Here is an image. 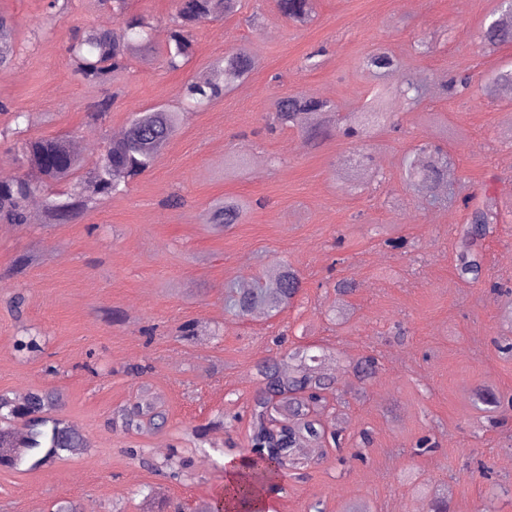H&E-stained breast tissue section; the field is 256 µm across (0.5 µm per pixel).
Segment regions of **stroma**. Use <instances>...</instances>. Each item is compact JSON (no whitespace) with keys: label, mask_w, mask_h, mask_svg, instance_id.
I'll use <instances>...</instances> for the list:
<instances>
[{"label":"stroma","mask_w":512,"mask_h":512,"mask_svg":"<svg viewBox=\"0 0 512 512\" xmlns=\"http://www.w3.org/2000/svg\"><path fill=\"white\" fill-rule=\"evenodd\" d=\"M499 0H320L318 16L296 27L275 0H242L192 32L195 54L167 68L174 0H128L153 23L158 52H134L104 84L79 81L69 47L108 24L101 0H0L16 22V52L0 70V172L12 161L15 128L65 136L99 161L132 114L157 106L183 113L177 135L152 168L122 194L96 201L72 224H0V394L54 391L59 414L85 435L81 453L34 468L0 466V512H196L224 490V462L248 448L247 405L257 366L297 344L327 348L336 380L322 418L341 447L309 455L300 477L283 479L274 512H414L448 484L450 512H512V408L488 413L472 393L487 386L512 397V96L488 93L512 63V44L490 49L482 32ZM247 48L255 69L196 109L184 91L225 51ZM393 52L426 88L416 105L392 96L391 118L365 139L341 134L311 142L293 130L268 133L275 98L313 96L340 113L364 111L379 83L359 67L371 50ZM471 89L443 95L448 76ZM112 98L105 122L89 124V103ZM439 145L452 191L437 205L413 190L404 162L423 142ZM372 168L356 187L344 176L359 155ZM241 163L226 175L230 159ZM183 202L165 205L169 194ZM495 201L483 282L455 273L463 196ZM233 197L241 223L212 232L211 205ZM403 238V248L388 246ZM288 264L304 288L278 314L239 317L224 308L227 283L252 282ZM352 280L349 321L335 325L336 280ZM26 299L15 311L16 295ZM195 336L179 334L183 325ZM39 334V349L17 342ZM375 355L362 380L354 366ZM143 373H136V366ZM150 395L162 428L131 432L120 409ZM432 449H419L422 437ZM181 478L162 467L170 449Z\"/></svg>","instance_id":"1"}]
</instances>
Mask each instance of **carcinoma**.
Returning <instances> with one entry per match:
<instances>
[{"mask_svg": "<svg viewBox=\"0 0 512 512\" xmlns=\"http://www.w3.org/2000/svg\"><path fill=\"white\" fill-rule=\"evenodd\" d=\"M112 9L117 26L92 28L74 42L70 51L76 59V73L88 83H106L127 69L130 50L138 48L145 55L153 52L151 24L142 15L126 11L127 0H104ZM318 0H276L278 12L295 25L306 26L316 17ZM240 0H177L171 20L165 58L169 67L179 69L195 54L192 31L202 21L217 15H232ZM14 22L0 14V67L8 66L14 56ZM484 42L494 48L512 42V9L501 6L498 17L484 31ZM372 73L388 75L399 71L395 55L384 48L369 52L361 61ZM254 68L249 53L235 49L224 55V64L215 67L208 80L191 85L188 97L197 103L222 95L225 88L243 79ZM496 90L512 93V67L499 69L492 77ZM396 94L414 105L422 98L415 75H402ZM389 90L374 92L370 106L357 116L356 126L346 129L350 136L368 135L373 127L387 118L383 107ZM112 99L91 103L86 112L91 123L106 120ZM342 116L330 102L313 97L293 95L280 97L273 103L267 123L268 131L295 130L311 140L328 136ZM183 113L165 107H154L133 113L125 134L110 139L100 163L89 166L71 147L66 137L39 136L22 140L13 161L24 174L0 179V224L23 226L38 219L44 224H69L89 209L91 198L106 199L120 194L135 178L149 170L162 150L176 134ZM409 168L421 170L422 188L434 193L448 181V170L437 163L424 165L412 160ZM62 185V192H50L40 214L30 208V200L40 187ZM494 203L488 199L470 206L467 222L459 234L455 270L457 277L469 283L483 278L486 238L494 223ZM243 210L226 198L210 212L208 223L218 229L240 223ZM303 288L298 270L281 265L253 289L231 290L225 305L242 317L263 308L277 314L289 307ZM302 346L265 359L258 365V386L250 401V444L261 452L250 458L247 471L229 493L230 498L245 500L262 492L281 491L285 473L297 469L299 446L326 441V428L320 418L328 394L335 381L321 371L327 354L311 353ZM59 399L50 392H32L17 403L0 394V465H16L21 453L11 440L15 421L26 422L30 451L58 459L77 448H88L90 442L78 434L63 433L66 420L57 414ZM121 419L129 430L157 428L165 416L157 406L143 399L121 410Z\"/></svg>", "mask_w": 512, "mask_h": 512, "instance_id": "1", "label": "carcinoma"}]
</instances>
